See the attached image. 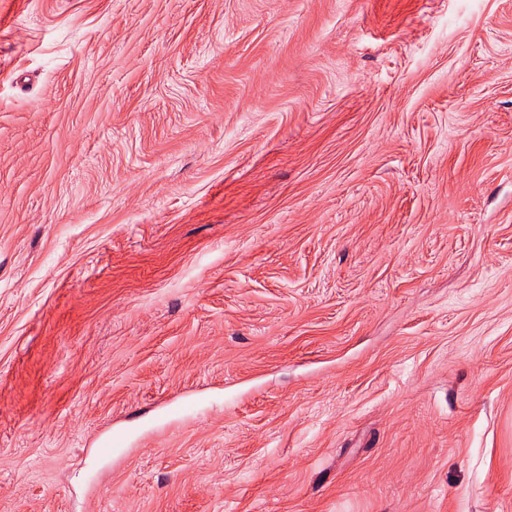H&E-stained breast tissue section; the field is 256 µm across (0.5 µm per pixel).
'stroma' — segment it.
<instances>
[{"label": "stroma", "instance_id": "35a3bbf8", "mask_svg": "<svg viewBox=\"0 0 512 512\" xmlns=\"http://www.w3.org/2000/svg\"><path fill=\"white\" fill-rule=\"evenodd\" d=\"M0 512H512V0H0Z\"/></svg>", "mask_w": 512, "mask_h": 512}]
</instances>
